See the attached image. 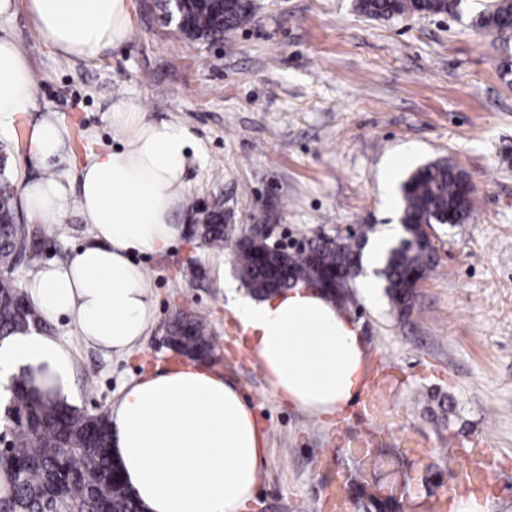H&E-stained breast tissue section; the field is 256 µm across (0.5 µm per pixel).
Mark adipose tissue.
I'll use <instances>...</instances> for the list:
<instances>
[{"label":"adipose tissue","instance_id":"ef3b65f1","mask_svg":"<svg viewBox=\"0 0 512 512\" xmlns=\"http://www.w3.org/2000/svg\"><path fill=\"white\" fill-rule=\"evenodd\" d=\"M25 6L38 39L71 59L122 47L133 35L131 0H0V17ZM31 70L10 35H0V130L37 110ZM123 150L99 153L78 173V204L91 235L64 262L41 266L21 288L44 322L69 319L83 341L116 356L130 352L153 321L154 301L133 253L164 251L193 140L175 122H153L136 104L112 110ZM53 116L28 132L34 159L51 169L65 146ZM31 219L60 223L69 196L59 178L29 183ZM232 311L245 347L273 391L316 415L340 414L364 387L367 352L360 328L326 291L305 284ZM52 399H69L71 350L30 330L0 343V390L16 372ZM112 457L142 512H244L266 452L252 408L205 363L189 361L132 378L106 411Z\"/></svg>","mask_w":512,"mask_h":512}]
</instances>
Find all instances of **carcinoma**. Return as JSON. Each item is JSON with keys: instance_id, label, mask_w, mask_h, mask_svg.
<instances>
[{"instance_id": "carcinoma-1", "label": "carcinoma", "mask_w": 512, "mask_h": 512, "mask_svg": "<svg viewBox=\"0 0 512 512\" xmlns=\"http://www.w3.org/2000/svg\"><path fill=\"white\" fill-rule=\"evenodd\" d=\"M462 0H359V8L370 15L391 17L405 13L432 16L457 14ZM252 18L249 0H228L213 5L189 6L187 23L178 32L190 42H206L231 33ZM475 26L499 33L512 27V0H493L474 17ZM402 224L405 236L392 245L377 275L385 282V293L393 309L407 316L414 307L413 277L426 278L436 265L435 248L419 228L451 216L465 223L475 208L474 193L464 194L462 171L446 159L415 169L401 185ZM194 231L208 246H224V203L216 200L201 212ZM368 231L351 242L334 244L306 242L299 249H283L272 264H263L246 247L235 252L243 285L255 297L268 293L274 283L291 288L315 279L320 269L336 273L338 287L330 295L349 301L361 270L362 242ZM44 251L39 228L25 224L17 215V198L11 171L0 169V337L5 339L40 324L25 304L12 277L18 262H36ZM169 336L187 355L211 351L210 326L206 314L195 312L175 318ZM11 447L0 454V469L9 476L11 492L0 498V512H141L139 504L121 483L109 455L110 433L104 414H89L50 399H36L23 386L12 389ZM377 483L375 474L360 472L351 480L366 500L367 512H390L396 503L380 499L368 489Z\"/></svg>"}]
</instances>
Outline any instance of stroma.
Here are the masks:
<instances>
[{"instance_id":"obj_1","label":"stroma","mask_w":512,"mask_h":512,"mask_svg":"<svg viewBox=\"0 0 512 512\" xmlns=\"http://www.w3.org/2000/svg\"><path fill=\"white\" fill-rule=\"evenodd\" d=\"M490 2L462 0L457 15L370 17L358 0H252L249 25L190 44L163 22L156 0H131V41L88 61L40 43L25 8L0 18L28 56L38 100L0 134L17 188L44 175L27 148L29 124L51 112L68 131L54 172L71 202L60 225L41 228L43 262L67 260L90 235L75 203L78 169L122 149L111 109L123 101L143 106L148 120L188 128L185 201L223 196L235 231L270 222L284 245L399 223L402 182L439 158L475 185L472 218L435 225L437 267L410 315L398 317L382 292L370 305L353 290L345 306L369 367L395 375L384 393L388 417L366 415L358 399L344 414L317 416L274 393L238 344L230 296L244 287L233 250L193 237L184 208L173 214L172 244L136 258L155 313L132 351L108 355L73 324L48 326L73 353L79 410L107 411L133 377L183 363L163 343L168 324L200 309L215 346L210 368L248 398L267 435L246 512H333L332 490L363 464L350 451L356 441L398 458L414 479L411 497L446 501L465 475L448 449L477 435L494 454L488 512H512V86L498 68L501 36L471 23ZM400 154L406 160L385 184Z\"/></svg>"}]
</instances>
